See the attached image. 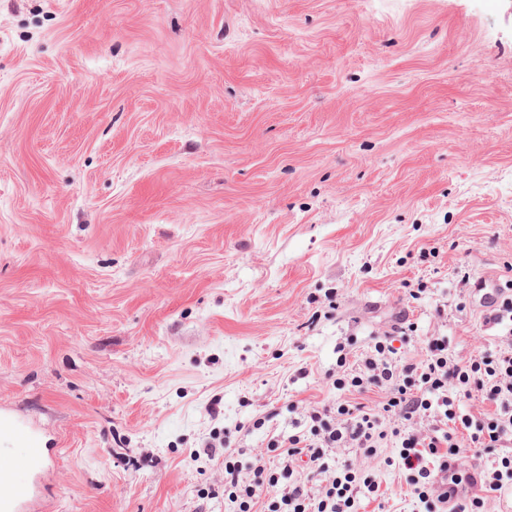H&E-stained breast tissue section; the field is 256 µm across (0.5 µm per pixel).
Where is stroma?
Masks as SVG:
<instances>
[{"instance_id":"35a3bbf8","label":"stroma","mask_w":512,"mask_h":512,"mask_svg":"<svg viewBox=\"0 0 512 512\" xmlns=\"http://www.w3.org/2000/svg\"><path fill=\"white\" fill-rule=\"evenodd\" d=\"M479 278H512V0H0L30 512H225L212 432L266 453L402 315L403 356L498 350ZM389 454L336 452L419 512Z\"/></svg>"}]
</instances>
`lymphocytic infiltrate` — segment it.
<instances>
[{"label": "lymphocytic infiltrate", "mask_w": 512, "mask_h": 512, "mask_svg": "<svg viewBox=\"0 0 512 512\" xmlns=\"http://www.w3.org/2000/svg\"><path fill=\"white\" fill-rule=\"evenodd\" d=\"M392 342L376 339L357 367L332 382L343 392L377 387L380 401L309 406L308 430L271 441L276 465L259 454L244 467L226 440L206 445L208 456L224 460V498L232 512H360L380 484L352 463L332 465L340 448L369 456L396 449L384 463L405 474L424 512H483L489 494L512 488V347L458 360L449 357L445 338L429 336L416 361L399 356ZM466 399L484 404L485 412L463 410ZM468 452L474 461L466 465ZM300 460L327 474L326 483L309 488L295 470Z\"/></svg>", "instance_id": "obj_1"}]
</instances>
